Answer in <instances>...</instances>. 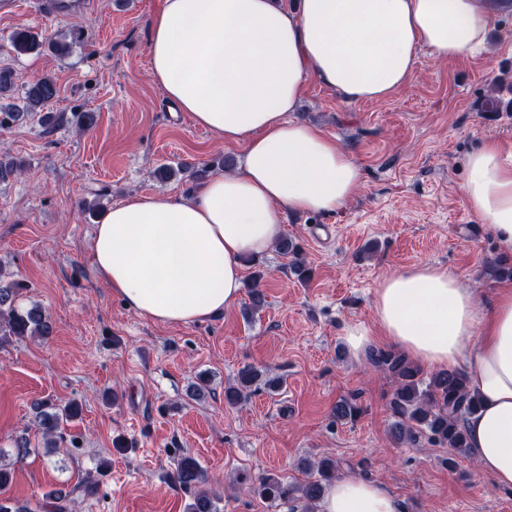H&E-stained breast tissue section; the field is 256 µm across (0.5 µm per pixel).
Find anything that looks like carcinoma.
<instances>
[{"label": "carcinoma", "mask_w": 512, "mask_h": 512, "mask_svg": "<svg viewBox=\"0 0 512 512\" xmlns=\"http://www.w3.org/2000/svg\"><path fill=\"white\" fill-rule=\"evenodd\" d=\"M9 42L12 51L17 54L38 52L46 44L56 53L65 55L71 52L77 39L67 42L58 36L46 42L24 27L14 30ZM57 92L56 83L48 76L30 83L21 97L22 105H12L7 111H0V128L18 122L27 115H37L42 127L51 131L64 120V116L50 113L40 116L38 112L57 96ZM277 250L292 258V269L298 280H310L312 270L299 259V246L294 239L283 237L277 244ZM18 294L19 285H0V332L5 336H50L53 326L49 317L37 305L18 308ZM372 364L393 378L395 383L389 405L394 418L392 435L397 442L415 445L426 438L452 451V457L448 458L450 467L456 466L459 459L471 458L464 418L478 409L479 399L469 389L464 372L457 369L441 370L425 377L421 368L404 354L383 350L372 355ZM261 380L262 374L258 369L250 365L243 367L238 372L236 385L224 389L225 403L232 407L241 405L256 391ZM360 411L357 403L342 399L336 403L334 416L340 422L352 420ZM33 413L45 447L55 448L65 426L79 415V409L74 402L56 406L39 401L33 405ZM336 473V462L324 458L317 464L316 472L302 484L262 477L250 485L249 490L254 496L270 502L297 498L312 505L321 499L326 485L336 479ZM173 480L191 492L193 501L187 504L186 512H218L217 499L201 489L206 475L195 458H179ZM62 501V493L52 490L43 495L39 508L43 512H66L67 506Z\"/></svg>", "instance_id": "1"}]
</instances>
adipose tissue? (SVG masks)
I'll return each mask as SVG.
<instances>
[{"label": "adipose tissue", "instance_id": "1", "mask_svg": "<svg viewBox=\"0 0 512 512\" xmlns=\"http://www.w3.org/2000/svg\"><path fill=\"white\" fill-rule=\"evenodd\" d=\"M485 0H161L149 21L150 71L167 99L241 164L189 196H135L95 229L92 261L128 309L170 325L219 315L239 299L244 261L269 252L290 214H329L362 171L319 128L291 120L308 80L347 102L408 86L421 53L438 61L480 51ZM462 191L478 220L512 250V150L485 142L466 160ZM374 313L386 342L414 363L465 368L480 399L465 428L474 459L512 491V288L480 304L448 268L419 264L384 278ZM319 512H406L375 482L341 477Z\"/></svg>", "mask_w": 512, "mask_h": 512}]
</instances>
